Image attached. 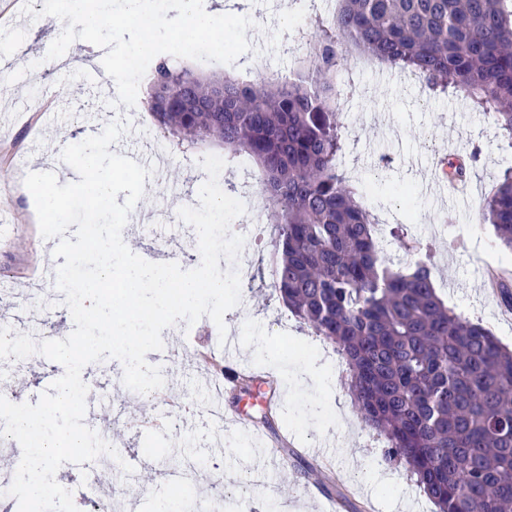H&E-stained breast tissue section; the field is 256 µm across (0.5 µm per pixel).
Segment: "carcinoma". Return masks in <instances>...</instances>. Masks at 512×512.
Listing matches in <instances>:
<instances>
[{
    "label": "carcinoma",
    "instance_id": "obj_1",
    "mask_svg": "<svg viewBox=\"0 0 512 512\" xmlns=\"http://www.w3.org/2000/svg\"><path fill=\"white\" fill-rule=\"evenodd\" d=\"M315 20L317 85L264 76L207 80L167 58L151 116L170 141L246 156L271 203L274 288L298 322L332 342L383 458L436 512H512V351L438 296L433 268L382 258L376 215L339 170L336 75L357 51L463 94L512 142V0H337ZM481 211L512 251V165Z\"/></svg>",
    "mask_w": 512,
    "mask_h": 512
}]
</instances>
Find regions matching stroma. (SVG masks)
I'll use <instances>...</instances> for the list:
<instances>
[{
    "label": "stroma",
    "mask_w": 512,
    "mask_h": 512,
    "mask_svg": "<svg viewBox=\"0 0 512 512\" xmlns=\"http://www.w3.org/2000/svg\"><path fill=\"white\" fill-rule=\"evenodd\" d=\"M20 9L17 2L11 5L12 18L6 32L0 33V80L20 69L25 72L0 92V145L19 146L7 164H0V282L9 288L0 298V322L22 321L25 312L20 299L36 288L54 326V338L63 339L74 324L58 306L55 284L42 276L35 247L41 235L31 194L19 180L20 170L37 166L54 172L59 184L77 181V172L60 159L64 131L77 128L87 136L115 118H127L131 129L113 144V151L126 157L137 152L155 155L157 166L166 171L165 176L146 179L145 196L136 205L140 218L125 226L128 247L148 261L175 262L189 270L192 256L198 253L197 235L193 227L178 220L177 211L187 200L174 194L172 186L177 174L201 176L203 157L223 155L224 148L216 144L189 150L157 146L147 95L151 75L142 78L133 108H112L114 81L102 67L103 51L78 40L69 48L67 66L55 67L45 55L61 33L59 19L33 20L21 16ZM235 9L229 2L224 6L228 13ZM236 10L255 22L246 32L253 57L261 64L293 71L297 57L285 47L296 38L294 21L284 20L272 0H244ZM34 59L40 66L33 73L28 65ZM339 113L344 125L341 168L358 174L367 190L366 203L377 212L407 206L414 218L411 239L429 252L445 303L512 348V320L502 317L500 299L486 291L480 279L489 265L512 269V253L501 248L493 227L483 223L478 202L444 212L436 192L422 186L419 169L411 162L412 156L441 150L445 139L453 138L454 155L468 159L470 153H477L468 174L486 193L512 147L491 119L472 112L470 103L455 97H429L391 69L357 78L352 104ZM245 225L257 228L263 239L245 241L241 253L248 268L244 293L224 320L238 344L237 367L258 375V382L246 390L226 386L223 411L229 422L222 431L200 422L197 409L208 404L211 390L205 385L207 371L194 362L195 350L219 337L206 317L190 327L181 321L166 330L175 345L159 366L167 389L185 401L177 426L164 422L155 428L136 426L133 415L158 414L161 401L126 388L120 361L88 364L83 380L89 390L98 391L99 411L85 418V425L95 429L111 422V443L121 457L137 459L157 475L152 482L137 472L124 474L104 455L95 461L99 481L88 489V496L112 505L115 512H157L160 502L171 495L168 474L175 471L180 475L179 487L190 489L197 512H213L218 502L247 500L259 512L269 504L276 512H322V501L340 492L351 502L367 506L368 512H436L405 470H395L396 480L388 490L370 483L369 474L385 466V439L353 413L345 368L333 344L300 328L278 300L272 287L271 224L249 211L232 224V233H240ZM285 363L314 375L329 370L335 373L336 383L328 388L314 382L294 384L281 370ZM57 367V362L33 355L22 368H0V387L7 388L15 402L37 403L44 377ZM270 398L279 404L278 428L269 433L267 446L285 462L262 470L255 462L252 431L254 422L263 420ZM243 411L250 415V424H232V417ZM345 428L350 431L346 439L340 435ZM327 445L334 449L329 467L310 471L311 449Z\"/></svg>",
    "instance_id": "obj_1"
}]
</instances>
